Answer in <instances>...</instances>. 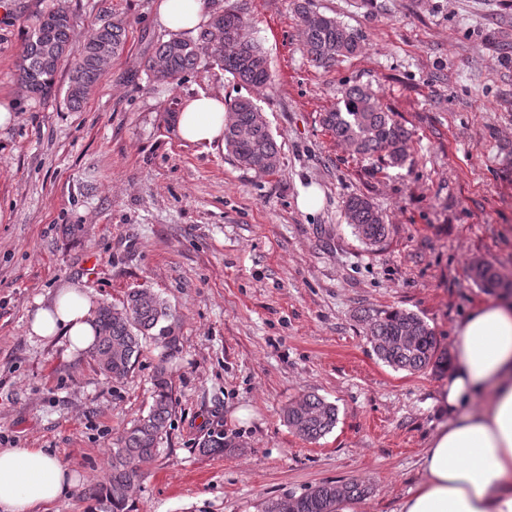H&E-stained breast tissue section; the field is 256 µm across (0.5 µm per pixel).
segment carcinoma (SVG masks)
Wrapping results in <instances>:
<instances>
[{
    "instance_id": "obj_1",
    "label": "carcinoma",
    "mask_w": 512,
    "mask_h": 512,
    "mask_svg": "<svg viewBox=\"0 0 512 512\" xmlns=\"http://www.w3.org/2000/svg\"><path fill=\"white\" fill-rule=\"evenodd\" d=\"M301 23V48L307 60L327 67L340 57L357 55L362 37L353 29L310 8V0H293ZM247 0H234L212 10L207 25L194 36H175L159 41L144 60L146 74L156 83L177 85L185 73L206 72L217 66L238 83L267 87L272 83L268 60L248 36ZM77 16L66 0H56L38 14L21 46L17 71L21 90L33 98L51 95L60 63L74 59L65 90L68 106L81 107L101 76L124 51L128 28L117 14L107 16L84 30L81 43L72 34ZM322 126L354 154L383 167L401 168L408 159L409 130L396 119L368 87L344 88L341 105L322 113ZM224 145L238 165L258 174H271L280 165L278 146L265 114L250 97L227 103ZM344 215L354 235L369 249H377L390 234L381 212L363 195L344 203ZM484 288H512L489 263L472 268ZM368 340L377 357L388 366L409 372L442 371L448 368L447 352L440 350L434 330L417 314L406 310L364 311ZM96 343L90 358L103 374L121 379L134 369L146 343L161 349L160 365L153 377L152 403L145 416L123 431L112 448V469L106 483L88 485L81 494L95 502L94 512H132L129 493L147 474L159 454V445L172 425L173 389L167 361L179 350L177 320L170 306L149 288L131 290L117 309L109 305L95 312ZM284 420L304 440L316 442L336 426V406L315 395L289 403ZM368 488L358 482L345 486L323 484L292 497V512H336L343 497L362 496Z\"/></svg>"
}]
</instances>
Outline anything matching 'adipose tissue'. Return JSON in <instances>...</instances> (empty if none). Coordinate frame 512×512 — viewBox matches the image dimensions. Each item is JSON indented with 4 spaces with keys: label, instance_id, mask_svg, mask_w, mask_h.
<instances>
[{
    "label": "adipose tissue",
    "instance_id": "obj_1",
    "mask_svg": "<svg viewBox=\"0 0 512 512\" xmlns=\"http://www.w3.org/2000/svg\"><path fill=\"white\" fill-rule=\"evenodd\" d=\"M158 20L175 33L204 24L203 0H159ZM226 106L220 94L186 100L174 117L185 142L224 140ZM94 300L70 285L32 315L29 335L61 337L69 349L94 342ZM453 366L439 402L450 414L423 455L415 491L400 512H512V295L473 306L455 330ZM73 485L67 467L48 448H0V512H42Z\"/></svg>",
    "mask_w": 512,
    "mask_h": 512
}]
</instances>
